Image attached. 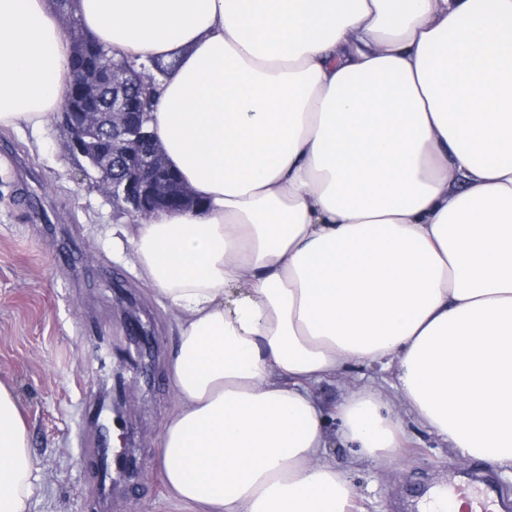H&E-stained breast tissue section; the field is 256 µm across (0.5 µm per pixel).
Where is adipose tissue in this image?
Wrapping results in <instances>:
<instances>
[{"instance_id":"1","label":"adipose tissue","mask_w":512,"mask_h":512,"mask_svg":"<svg viewBox=\"0 0 512 512\" xmlns=\"http://www.w3.org/2000/svg\"><path fill=\"white\" fill-rule=\"evenodd\" d=\"M161 78L148 126L199 198L132 228L177 315L173 497L198 512H354L328 453L392 456L402 420L314 387L395 371L461 459L512 468V0H74ZM52 0H0V128L41 131L71 81ZM39 489L0 382V512Z\"/></svg>"}]
</instances>
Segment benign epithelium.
Segmentation results:
<instances>
[{"label":"benign epithelium","mask_w":512,"mask_h":512,"mask_svg":"<svg viewBox=\"0 0 512 512\" xmlns=\"http://www.w3.org/2000/svg\"><path fill=\"white\" fill-rule=\"evenodd\" d=\"M109 75L112 110L105 117L96 98ZM150 81V74L131 65L114 64L110 73L100 70L88 45L63 94L67 149L87 160L83 176L98 184L116 214L144 220L162 211L169 182L165 159L145 149L152 134L135 112L138 92L130 90L133 83L141 88Z\"/></svg>","instance_id":"obj_1"}]
</instances>
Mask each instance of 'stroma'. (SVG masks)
<instances>
[{
    "mask_svg": "<svg viewBox=\"0 0 512 512\" xmlns=\"http://www.w3.org/2000/svg\"><path fill=\"white\" fill-rule=\"evenodd\" d=\"M54 115L42 133L0 132V381L15 389L28 419L40 487L31 512H193L168 493L158 443L175 405L168 360L176 319L140 279L132 246L99 187L84 180ZM151 336V367H129L131 320ZM124 371L121 435L136 466L102 481L88 451L101 430L102 382ZM381 368H352L318 383L334 415L349 391L370 385L394 414L405 408ZM362 512H417L451 476L491 470L512 499V472L455 458L424 426L406 421L395 457L351 465L350 449L330 450Z\"/></svg>",
    "mask_w": 512,
    "mask_h": 512,
    "instance_id": "35a3bbf8",
    "label": "stroma"
}]
</instances>
